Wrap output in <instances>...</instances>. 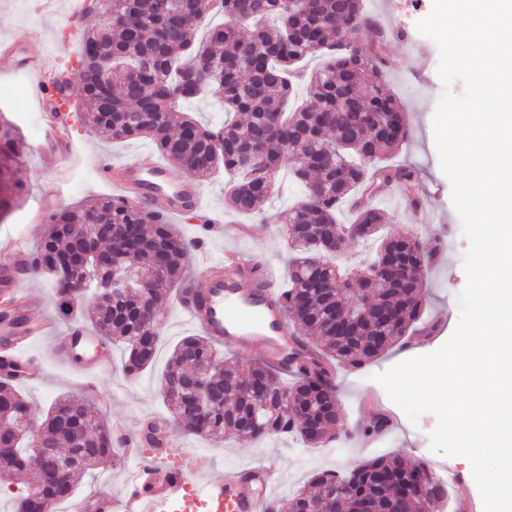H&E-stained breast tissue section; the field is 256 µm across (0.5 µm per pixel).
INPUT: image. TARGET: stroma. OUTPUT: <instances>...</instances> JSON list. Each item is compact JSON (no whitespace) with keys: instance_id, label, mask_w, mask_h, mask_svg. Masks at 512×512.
I'll list each match as a JSON object with an SVG mask.
<instances>
[{"instance_id":"obj_1","label":"stroma","mask_w":512,"mask_h":512,"mask_svg":"<svg viewBox=\"0 0 512 512\" xmlns=\"http://www.w3.org/2000/svg\"><path fill=\"white\" fill-rule=\"evenodd\" d=\"M432 7L433 0H365L367 13L385 30L387 57L407 60L404 67H391L386 73L387 83L403 105L411 127L410 139L395 154L394 160L416 166L420 171L416 181L394 188L376 199V206L385 216L381 232L393 237L418 234L439 243L441 254L427 276L426 316L438 321L441 330L432 337H418L415 344L390 350L360 371L337 369L333 383L340 404L343 435L327 447H306L296 436L289 434L262 441L208 439L176 433L173 417L160 394V375L171 344L194 330L177 297H170L162 306L164 335L151 368L136 377L126 376L122 371V350L113 345L106 347L105 354L112 360V370L100 377L99 387L109 395L111 405L102 415L111 422L121 421L130 434L141 432L145 421L160 420L167 435L173 436L194 461L196 483H203L211 476L244 463L270 460L276 466L272 495L279 499L309 488L317 471H345L362 461L364 455L395 453L409 463L424 462L434 468L444 464L464 474V482L454 484L450 490L454 504L473 502L477 505L475 512H484L480 506L481 495L473 478L467 477L466 466L456 462L455 458L430 450L429 435L436 426V417L426 413L418 423H410L404 411L389 399L376 380L377 374L407 359L430 353L451 337L459 321L456 297L467 284L462 258L468 241L461 234L451 184L440 169L433 132L436 104L446 87L438 75L436 44L416 31L418 21L428 16ZM97 23L98 15L94 12L83 22H76L69 13L67 0H52L51 7L40 13L30 7L29 0H0V39L15 32L27 33L29 51L49 53L60 60L75 54L77 27L91 29ZM0 111L19 128L28 145L19 171L26 190L19 207L5 223H0V247L15 240L31 246L36 244L46 230L42 202H49L57 210L112 196L113 188L98 180L99 160L120 162L135 156L146 165L162 160L148 140H113L103 133L86 132L73 112L67 115L74 147L70 161L62 165L53 157L41 155L34 145L41 135L43 112L28 89L26 76L20 72L0 73ZM201 189L204 206L222 219V231L213 234L209 241L212 255L222 260L231 252L249 253L256 264L270 267L275 272L280 286H287L291 251L282 235V221L285 210L296 201V194L282 195L268 203L262 214L251 221V238L243 240L235 231L238 216L225 207L223 173H216L203 182ZM13 285L28 287L33 305L46 312L53 326L51 336L37 338L25 350L26 357L41 365L42 380L36 383L23 381L17 385L30 401L32 417L37 420L56 398L81 394L86 378L79 359L65 363L53 353L56 339L68 334L71 322L58 313L50 281L19 276ZM376 404L392 417L393 425L388 433L374 439L366 453H357L347 434L370 418ZM134 465L131 458L121 467L108 462L97 465L90 475L80 479L77 497L60 503L58 512H75L80 501L102 491L120 498L127 472Z\"/></svg>"}]
</instances>
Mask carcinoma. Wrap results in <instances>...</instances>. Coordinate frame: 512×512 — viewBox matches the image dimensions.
I'll return each mask as SVG.
<instances>
[{
    "label": "carcinoma",
    "instance_id": "carcinoma-1",
    "mask_svg": "<svg viewBox=\"0 0 512 512\" xmlns=\"http://www.w3.org/2000/svg\"><path fill=\"white\" fill-rule=\"evenodd\" d=\"M102 27L80 31L75 62L81 77L66 96L67 106L86 107V129L117 139L147 138L173 166L205 181L218 169L227 177L226 200L237 212L253 215L279 191L286 167L303 195L284 215L283 236L294 252L285 308L301 341L295 357L296 380L279 382L278 372L255 362L248 370L224 357L201 333L174 345L162 380L177 386L162 392L177 429L199 437L264 439L293 433L310 448L337 439L338 402L331 368L359 369L425 324L426 272L437 248L417 236L384 237L376 256L357 267L338 259L348 246L364 243L381 230L383 215L374 200L390 186L412 182L410 166L386 163L388 154L411 136L406 112L388 88L382 61L362 52V30L373 25L364 0H106ZM220 15L225 21L195 41L194 27ZM313 54L324 64L307 74ZM108 65L111 80L101 75ZM190 67L191 80L184 74ZM306 78V98L283 112L296 81ZM213 97L227 112L224 123L205 125L188 116L177 120L185 102ZM17 127L0 113V221L21 201L23 184L15 169L26 153ZM352 203L351 227L337 219ZM48 233L36 244L24 273L49 277L55 303L65 317L79 313L98 334L125 351L124 372L132 376L157 357L163 318L143 311L161 309L170 291L184 280L192 243L160 213L110 197L89 206L47 214ZM76 224H110L111 257L85 285H95L90 301L75 292L68 261L80 246ZM162 252L156 270L139 260ZM124 269L131 287L104 290L112 268ZM153 281L146 295L140 285ZM16 373L0 375V448L9 458L0 473L30 475L29 490L10 512H47L68 500L78 478L105 460L124 463L112 426L88 400H55L32 436L18 424L29 401L15 388ZM206 381L213 397L196 405V389ZM391 418L378 410L356 432L366 438L386 433ZM47 448H70L84 463L67 480L56 477L58 459L34 458L28 440ZM314 491H298L278 501L276 512H415L429 503L445 512L448 489L436 484L431 469L411 467L394 456L364 460L348 473L314 475Z\"/></svg>",
    "mask_w": 512,
    "mask_h": 512
}]
</instances>
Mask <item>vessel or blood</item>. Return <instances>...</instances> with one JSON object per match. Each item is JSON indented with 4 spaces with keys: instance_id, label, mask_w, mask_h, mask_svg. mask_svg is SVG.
I'll return each instance as SVG.
<instances>
[{
    "instance_id": "b4317fda",
    "label": "vessel or blood",
    "mask_w": 512,
    "mask_h": 512,
    "mask_svg": "<svg viewBox=\"0 0 512 512\" xmlns=\"http://www.w3.org/2000/svg\"><path fill=\"white\" fill-rule=\"evenodd\" d=\"M22 35L0 40V61L12 63L23 72L42 101L43 111H51L56 96L55 60L44 54L24 53ZM99 179L118 189L123 197L170 216L185 204H201L199 186L181 179L167 165L144 166L140 160L97 166ZM199 283L182 289L179 303L191 323L216 344L232 343L239 348L259 349L265 362L288 374L294 371V354L299 340L288 328L284 301L272 269L257 265L250 256L233 255L232 266L213 262L207 246H199ZM19 314L36 326V335L49 332V325L32 304L28 291L15 300ZM96 338L81 326H72L69 336L55 343L58 357H70L77 349H87ZM98 354L84 360L87 372L103 369ZM171 452L150 449L145 458L152 472L151 486H143L141 472H134L125 485L121 500L109 494L95 497L97 512H172L184 497L191 481L185 465L171 464ZM274 469L265 461H255L235 472L208 480L201 487V504L207 512H268Z\"/></svg>"
}]
</instances>
